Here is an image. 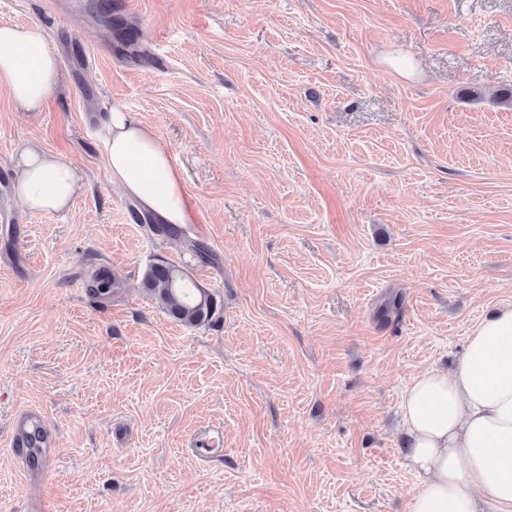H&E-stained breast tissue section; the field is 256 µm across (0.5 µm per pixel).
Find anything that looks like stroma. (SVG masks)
<instances>
[{
  "mask_svg": "<svg viewBox=\"0 0 512 512\" xmlns=\"http://www.w3.org/2000/svg\"><path fill=\"white\" fill-rule=\"evenodd\" d=\"M1 23L41 26L64 82L40 112L0 89V512H409L403 393L512 302V0H0ZM116 105L214 263L112 183ZM29 146L82 175L70 209L14 195ZM161 259L219 320L146 294ZM27 409L53 438L32 459ZM144 287L171 318L186 326L212 322L223 311L215 291L164 260L148 267Z\"/></svg>",
  "mask_w": 512,
  "mask_h": 512,
  "instance_id": "stroma-1",
  "label": "stroma"
}]
</instances>
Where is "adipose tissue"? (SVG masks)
<instances>
[{"instance_id": "obj_1", "label": "adipose tissue", "mask_w": 512, "mask_h": 512, "mask_svg": "<svg viewBox=\"0 0 512 512\" xmlns=\"http://www.w3.org/2000/svg\"><path fill=\"white\" fill-rule=\"evenodd\" d=\"M60 80L36 25L0 26V88L41 111ZM104 158L114 184L155 223L189 224L182 177L152 128L113 107ZM77 170L38 148L16 164L14 191L33 212H58L81 191ZM406 459L420 481L410 512H512V303L476 324L460 367L420 372L406 388Z\"/></svg>"}]
</instances>
